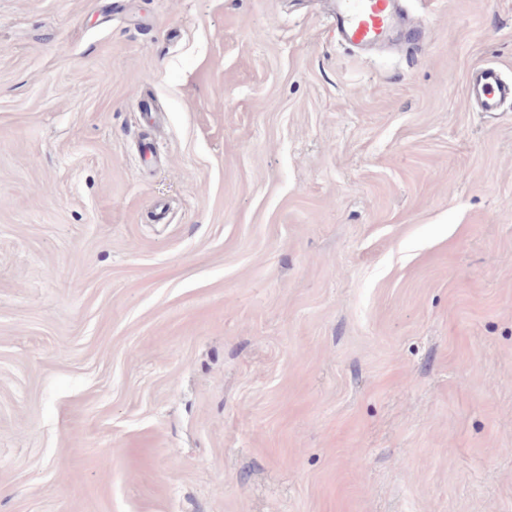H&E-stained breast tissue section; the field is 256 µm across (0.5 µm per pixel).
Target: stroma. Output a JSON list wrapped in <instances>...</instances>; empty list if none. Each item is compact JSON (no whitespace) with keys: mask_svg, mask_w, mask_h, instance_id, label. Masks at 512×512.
<instances>
[{"mask_svg":"<svg viewBox=\"0 0 512 512\" xmlns=\"http://www.w3.org/2000/svg\"><path fill=\"white\" fill-rule=\"evenodd\" d=\"M404 6L0 0V512H512V0ZM330 25L338 40L360 51L389 41H418L419 26L403 16L402 0H331ZM467 92L480 112H503L507 103L512 104V81L507 82L496 66L475 69L468 80Z\"/></svg>","mask_w":512,"mask_h":512,"instance_id":"obj_1","label":"stroma"}]
</instances>
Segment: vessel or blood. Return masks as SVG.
Masks as SVG:
<instances>
[{"instance_id":"1","label":"vessel or blood","mask_w":512,"mask_h":512,"mask_svg":"<svg viewBox=\"0 0 512 512\" xmlns=\"http://www.w3.org/2000/svg\"><path fill=\"white\" fill-rule=\"evenodd\" d=\"M329 14L338 40L360 51L393 40L410 44L422 36L419 26L405 20L402 0H331ZM467 92L482 112H500L512 104V81L491 65L472 72Z\"/></svg>"}]
</instances>
